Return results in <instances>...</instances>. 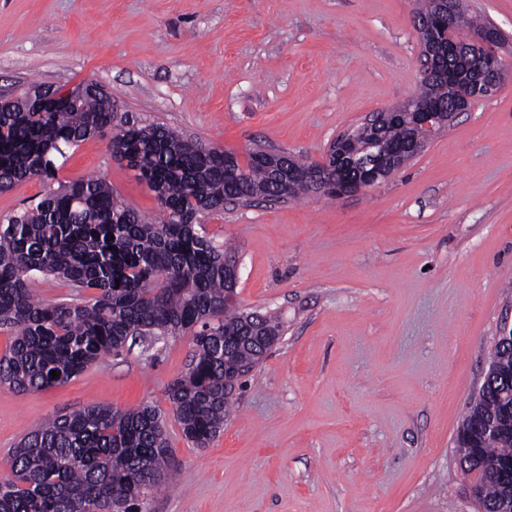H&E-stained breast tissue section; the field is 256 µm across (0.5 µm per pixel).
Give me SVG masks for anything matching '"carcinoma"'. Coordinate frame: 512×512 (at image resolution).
Wrapping results in <instances>:
<instances>
[{
  "label": "carcinoma",
  "mask_w": 512,
  "mask_h": 512,
  "mask_svg": "<svg viewBox=\"0 0 512 512\" xmlns=\"http://www.w3.org/2000/svg\"><path fill=\"white\" fill-rule=\"evenodd\" d=\"M460 33L485 23L463 13ZM50 90L32 84L0 112V193L33 177L56 179L57 157L91 135L112 132L127 166L154 192L162 216L148 222L127 205L103 175L58 183L0 225V330L11 341L0 356V384L18 392L60 387L102 358L119 354L144 335L168 339L192 332L187 371L167 389L184 437L203 448L224 431L231 390L265 350L249 340L284 327L276 315H251L224 303L234 286L228 246L207 236L200 218L235 198L280 193L268 161L282 157L252 147L224 172L225 150L205 147L160 122L118 112L112 94L91 89L55 108ZM452 88L439 75L420 77L403 103L448 106ZM378 136L390 147L423 138L411 122L386 118L376 133H358L365 148ZM52 277L85 302L50 301L35 294ZM487 375L456 437L462 472L483 486L488 512H512L502 477L512 464V345H494ZM57 372V378L50 376ZM169 443L162 413L90 406L38 423L13 449L10 475L0 479V512H138L142 496L165 486Z\"/></svg>",
  "instance_id": "1"
}]
</instances>
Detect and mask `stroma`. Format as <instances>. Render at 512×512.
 I'll return each mask as SVG.
<instances>
[{"label": "stroma", "mask_w": 512, "mask_h": 512, "mask_svg": "<svg viewBox=\"0 0 512 512\" xmlns=\"http://www.w3.org/2000/svg\"><path fill=\"white\" fill-rule=\"evenodd\" d=\"M512 57V0H465ZM414 0H0V96L92 79L123 110L206 146L319 160L418 85ZM108 139L57 178L106 176L146 218L152 192ZM237 251L241 311L285 332L231 395L223 432L188 442L166 389L192 334L104 358L64 386L0 385V478L45 418L143 403L166 416L174 486L145 512H475L457 428L512 322V82L472 104L388 181L205 215Z\"/></svg>", "instance_id": "1"}]
</instances>
